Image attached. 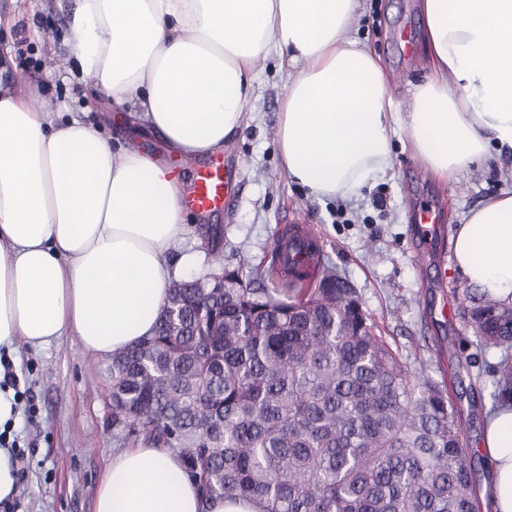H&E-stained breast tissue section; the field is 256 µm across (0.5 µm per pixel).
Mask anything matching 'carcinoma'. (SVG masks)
Listing matches in <instances>:
<instances>
[{"label": "carcinoma", "mask_w": 512, "mask_h": 512, "mask_svg": "<svg viewBox=\"0 0 512 512\" xmlns=\"http://www.w3.org/2000/svg\"><path fill=\"white\" fill-rule=\"evenodd\" d=\"M295 247L262 274L169 288L156 329L112 356V429L129 448H171L203 503L258 501L263 512H480L478 469L458 404L374 333L353 289L326 266L318 284ZM473 339L456 353L469 378L492 374L512 405V305L462 291ZM500 351L486 364V353Z\"/></svg>", "instance_id": "cac0c4a2"}]
</instances>
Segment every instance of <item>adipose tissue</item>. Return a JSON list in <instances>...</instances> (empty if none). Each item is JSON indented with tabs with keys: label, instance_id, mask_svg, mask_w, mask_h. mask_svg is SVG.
Masks as SVG:
<instances>
[{
	"label": "adipose tissue",
	"instance_id": "1",
	"mask_svg": "<svg viewBox=\"0 0 512 512\" xmlns=\"http://www.w3.org/2000/svg\"><path fill=\"white\" fill-rule=\"evenodd\" d=\"M361 0H77L67 44L112 98L114 143L78 113L0 91V349L77 337L96 356L151 335L172 282L197 266L179 247L183 189L171 158L223 152L246 124L258 59L288 66L276 127L283 168L317 198L358 195L392 168L404 134L439 178L490 149L512 150V0H424L430 72L409 108L379 57L351 38ZM153 134L169 159L124 147ZM468 282L512 303V192L459 225ZM492 512H512V408L485 421ZM94 512H262L203 508L167 448L116 451Z\"/></svg>",
	"mask_w": 512,
	"mask_h": 512
}]
</instances>
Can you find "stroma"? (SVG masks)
Returning <instances> with one entry per match:
<instances>
[{"label":"stroma","mask_w":512,"mask_h":512,"mask_svg":"<svg viewBox=\"0 0 512 512\" xmlns=\"http://www.w3.org/2000/svg\"><path fill=\"white\" fill-rule=\"evenodd\" d=\"M421 0H362L350 34L367 43L386 69L397 102L428 73ZM74 0H0V88L26 86L51 112H81L111 134L110 113L80 74L67 48L66 17ZM413 36L404 48L402 31ZM247 126L216 159L228 173L222 210L190 212L181 234L184 251L196 249L210 227L219 228L226 269L267 266L280 228L293 217L314 227L325 261L353 288L363 313L411 368L427 365L449 393L461 387L451 358L468 334L458 315L469 282L459 270L451 238L464 216L500 192L512 190V153L441 180L418 178L423 163L404 146L391 145L393 168L349 200L318 199L289 182L275 137L277 100L286 73L276 57L259 59ZM439 220L428 251H420V207ZM22 393L20 419L0 439L20 449L15 512H93L100 480L121 443L112 430V401L104 359L64 336L42 351L0 358Z\"/></svg>","instance_id":"1"}]
</instances>
